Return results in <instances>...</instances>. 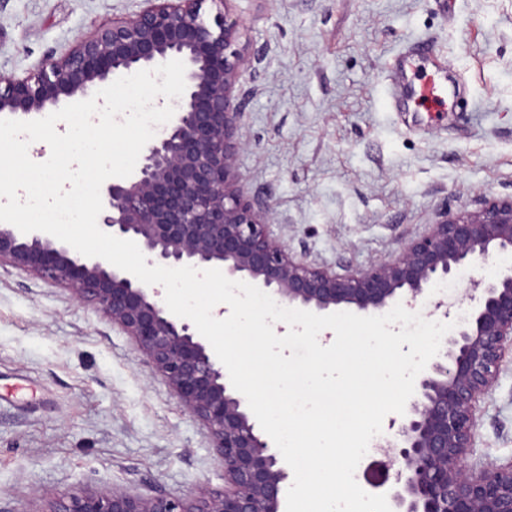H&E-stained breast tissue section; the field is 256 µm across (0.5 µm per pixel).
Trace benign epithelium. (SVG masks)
Segmentation results:
<instances>
[{
  "mask_svg": "<svg viewBox=\"0 0 512 512\" xmlns=\"http://www.w3.org/2000/svg\"><path fill=\"white\" fill-rule=\"evenodd\" d=\"M210 1L217 11L202 12ZM231 0H153L112 20L65 56L24 77L0 78V114L29 116L88 96L111 77L185 64L186 88L162 135L133 173L101 189L98 227L134 241L149 266L217 268L235 281L318 315L353 307L376 315L416 302L475 260L512 252V199L446 215L389 261L335 270L307 263L272 236L266 207L238 187L241 145L235 95L245 46ZM68 289L131 338L177 401L205 428L224 486L188 499L124 488L83 489L48 512H279L289 471L210 343L148 286L102 258H84L52 235L0 227V263ZM475 295L437 356L418 375L405 413L378 444L377 475L392 512H512V460L468 464L481 399L512 350V267L473 281Z\"/></svg>",
  "mask_w": 512,
  "mask_h": 512,
  "instance_id": "obj_1",
  "label": "benign epithelium"
}]
</instances>
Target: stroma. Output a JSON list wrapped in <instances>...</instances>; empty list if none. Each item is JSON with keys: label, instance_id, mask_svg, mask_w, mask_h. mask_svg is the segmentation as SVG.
<instances>
[{"label": "stroma", "instance_id": "1", "mask_svg": "<svg viewBox=\"0 0 512 512\" xmlns=\"http://www.w3.org/2000/svg\"><path fill=\"white\" fill-rule=\"evenodd\" d=\"M148 0H0V75L66 55ZM248 61L236 172L293 255L336 272L395 257L447 214L512 198V0H232ZM432 41L429 58L399 61ZM462 75L443 112H389L420 73ZM512 460V355L479 404L470 464ZM224 484L202 425L129 336L60 285L0 266V512L123 486Z\"/></svg>", "mask_w": 512, "mask_h": 512}]
</instances>
